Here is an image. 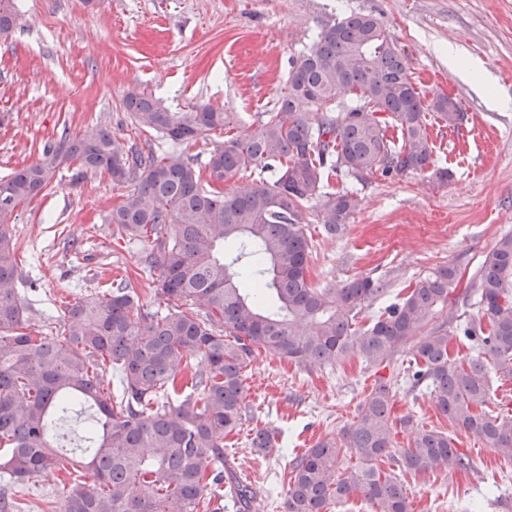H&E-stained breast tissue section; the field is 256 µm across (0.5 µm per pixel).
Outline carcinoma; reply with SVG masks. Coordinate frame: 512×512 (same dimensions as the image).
<instances>
[{"instance_id":"1","label":"carcinoma","mask_w":512,"mask_h":512,"mask_svg":"<svg viewBox=\"0 0 512 512\" xmlns=\"http://www.w3.org/2000/svg\"><path fill=\"white\" fill-rule=\"evenodd\" d=\"M18 23L15 0H0V40ZM344 92L355 104L338 102ZM123 107L139 127L175 145L234 122L211 106L171 112L137 90ZM428 112L448 120V98L424 105L378 19L354 12L326 24L293 63L275 109L224 137L203 164L184 152L146 153L101 127L46 144L38 160L0 179V470L17 483L70 467L93 473L94 484L73 483L50 512H210L223 490L238 512H251L255 492L224 460V438L252 413L244 369L256 347L304 367L358 356L375 369H395L408 353L413 386H431L451 424L512 462V417L486 410V363L512 379V234L497 240L462 296L464 306L477 297L478 314L463 324L450 314L425 336L419 332L435 308L448 302L453 266L416 281L365 328L356 318L383 283L363 277L316 288L308 280V204L318 203L326 234L336 237L361 203L348 190L323 191L330 176L452 178L432 159ZM68 162L79 164L76 182L106 173L127 188L107 223L117 238L148 245L141 263L158 271L153 291L166 311L145 309L137 284L116 278L67 307L61 335L26 331L6 224ZM245 173L258 174V184L224 191ZM458 335L477 356L450 359ZM394 376L375 380L352 425L292 458L287 512H330L352 496L375 512H411L403 484L380 462L414 474L470 468L452 437L410 416L401 419L413 429L408 446L394 447ZM83 407L94 414L73 458L54 446L56 429ZM275 444L267 430L252 439L262 454ZM346 449L359 466L342 472Z\"/></svg>"}]
</instances>
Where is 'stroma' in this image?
Here are the masks:
<instances>
[{
  "label": "stroma",
  "instance_id": "stroma-1",
  "mask_svg": "<svg viewBox=\"0 0 512 512\" xmlns=\"http://www.w3.org/2000/svg\"><path fill=\"white\" fill-rule=\"evenodd\" d=\"M20 20L0 40V178L37 160L46 143L105 127L121 139L173 151L143 132L122 106L126 92L149 94L174 112L209 105L245 124L271 110L294 60L322 27L352 13L375 15L401 52L424 101L448 95L461 120L427 121L446 184L413 174L331 178L361 206L332 238L309 212V281L330 288L369 277L386 290L358 316L368 326L410 283L454 266L463 290L497 240L512 234V0H17ZM481 64L476 79L448 65L449 49ZM61 168L51 187L9 225L17 249L19 297L32 334L56 335L66 304L118 274L138 280L142 304L163 309L138 257L142 243L112 235L107 216L123 188L104 174L72 183ZM252 416L225 440L224 455L251 482L252 512H285L289 464L319 439L351 425L374 380L360 358L304 368L256 351L245 370ZM414 415L454 439L472 463L465 472L400 474L414 512H512V464L459 430L431 388L397 386L395 416ZM276 432L268 453L257 430ZM70 477L46 472L16 487L25 512L61 498Z\"/></svg>",
  "mask_w": 512,
  "mask_h": 512
}]
</instances>
